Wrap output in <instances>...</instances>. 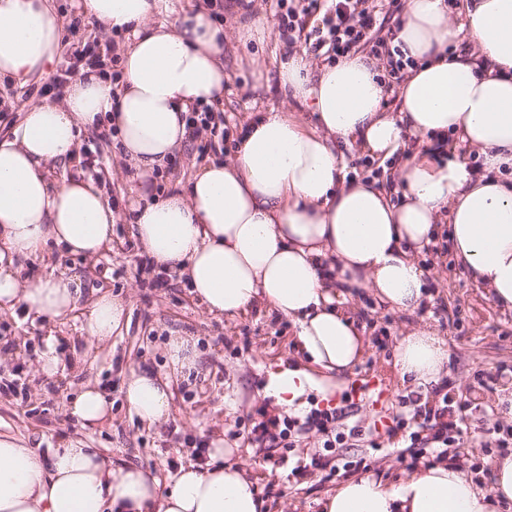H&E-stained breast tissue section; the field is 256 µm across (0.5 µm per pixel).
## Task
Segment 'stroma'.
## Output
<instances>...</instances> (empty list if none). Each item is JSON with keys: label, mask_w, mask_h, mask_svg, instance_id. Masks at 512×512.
I'll return each instance as SVG.
<instances>
[{"label": "stroma", "mask_w": 512, "mask_h": 512, "mask_svg": "<svg viewBox=\"0 0 512 512\" xmlns=\"http://www.w3.org/2000/svg\"><path fill=\"white\" fill-rule=\"evenodd\" d=\"M198 2L205 9L220 4L224 30L230 36L224 52L229 80L219 106L224 138L210 152L211 157L224 159L233 152L235 128L254 113L284 105L295 112L300 109L297 102H285L272 63L273 55L284 46L276 26L292 0H253L255 16L269 18L274 27L250 38L244 34V20L232 12L231 0ZM247 55L258 57L259 68L240 65V58ZM70 64V57L61 54L51 76L24 86L0 84V99L8 97L14 103L10 109L0 107V138L17 124L24 104L57 100L53 78ZM79 154V165L57 166L53 178L60 183L80 171L99 182L106 200L120 215L112 227L111 249L92 260L54 249L46 257L18 261L17 273L32 281L55 269L84 270L87 289L107 290L126 301L130 322L97 349L82 339L81 318L54 323L27 317L20 310L0 312L1 432L29 436L32 447L43 456L64 441H80L84 447L102 449L114 462L154 470L165 488L181 467L204 465L200 449L220 436L250 469L270 512H320V501L342 481L369 474L393 483L414 474V467L395 453L402 437L375 428L364 403L351 402L347 379H339L336 386L342 415L335 429L343 433L359 426L351 448L324 445L326 437L314 424L323 391L306 390L299 407L289 410L266 397L269 371L279 362L295 359L292 322L263 309L236 319L207 314L178 271H154L138 243L129 207L136 198L137 178L123 168L115 139L95 131L81 134ZM421 263L427 270L428 298L415 312L380 307L368 297L354 301L355 313L366 327L368 349L353 375L384 376L394 399L420 398V391L401 386L394 367L395 348L403 331L427 324L448 343L449 399L475 404L476 425H512V419L497 408L502 388H512V312L495 307L456 265L452 253L429 252ZM177 334L196 336L198 358L195 368L173 375L165 343ZM50 341L67 364L65 372L51 381L39 374L37 363ZM138 369L171 377V414L162 424L142 425L129 408L126 384ZM486 373L495 377L494 388L482 386ZM90 380L97 381L112 401L111 420L94 427L68 412L71 399ZM265 412L294 421L291 447L267 451L250 439L251 428Z\"/></svg>", "instance_id": "obj_1"}]
</instances>
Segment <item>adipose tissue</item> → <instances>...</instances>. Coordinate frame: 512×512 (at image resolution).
<instances>
[{
    "instance_id": "obj_1",
    "label": "adipose tissue",
    "mask_w": 512,
    "mask_h": 512,
    "mask_svg": "<svg viewBox=\"0 0 512 512\" xmlns=\"http://www.w3.org/2000/svg\"><path fill=\"white\" fill-rule=\"evenodd\" d=\"M115 35L122 76L85 69L62 101L31 104L0 140V311L23 305L46 319L82 312L87 341L105 344L127 318L124 300L82 306L83 277L62 271L29 282L16 260L48 244L87 258L112 244L118 216L98 182L54 184L81 132L110 126L139 179L135 235L157 265L178 269L209 313L234 318L264 306L291 319L296 344L319 370L344 375L365 344L343 297L364 291L414 311L427 294L418 258L440 223L456 261L500 308L512 311V0H407L390 44L413 59L397 92L380 61L361 52L315 65L306 51L277 64L285 110L258 113L228 160L202 164L189 185L159 197L148 181L189 139L192 108L224 97V28L193 0H82ZM62 39L51 0H0V78L48 76ZM398 109L386 111L389 95ZM407 156L392 200L383 183L349 176L347 150ZM479 166H472V159ZM444 338L409 330L396 347L402 384L427 387L448 372ZM126 400L141 422L171 412V381L133 373ZM216 438L203 466L181 469L169 490L150 470L118 465L72 441L45 457L0 433V512H265L255 480ZM512 502V456L493 483L441 462L394 484L373 476L340 484L322 512H496Z\"/></svg>"
}]
</instances>
